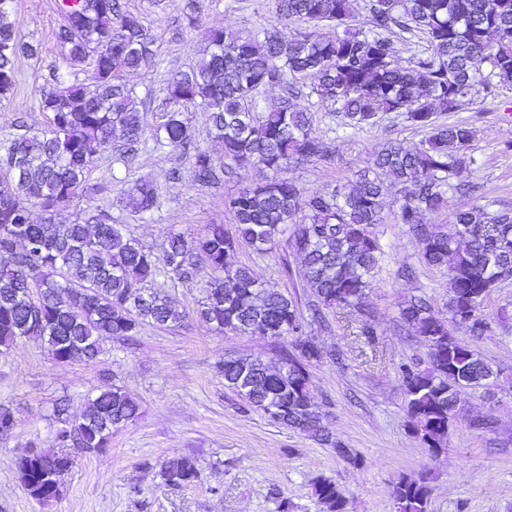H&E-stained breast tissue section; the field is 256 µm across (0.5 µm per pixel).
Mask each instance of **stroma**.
<instances>
[{
  "label": "stroma",
  "instance_id": "stroma-1",
  "mask_svg": "<svg viewBox=\"0 0 512 512\" xmlns=\"http://www.w3.org/2000/svg\"><path fill=\"white\" fill-rule=\"evenodd\" d=\"M122 2L153 38L152 63L123 76L151 129L164 120V85L195 64L208 31L258 33L270 26L275 12V0ZM192 15L197 18L193 26L188 23ZM9 21L41 52L15 62L16 84L0 101V142L22 128L45 126L46 116L35 101L53 87V73L62 64L54 0H15ZM311 110V134L333 152L335 164L305 162L283 173L310 193L330 191L386 143L411 148L426 136L397 113L357 130L346 126L340 112L316 104ZM437 121L468 124L475 138L468 151L471 187L448 190V205L432 216V224L450 234L457 211L481 205L491 211L512 208V85L498 86L490 94L477 92L472 104L440 113ZM256 177L246 166L203 185L195 182L191 158L182 151H157L148 140L131 148L118 144L98 155L76 198L56 220L66 224L84 211H100L128 237L159 253L169 233L194 237L212 222L231 225L225 200ZM143 178L153 181L159 199L148 217L125 206L126 191ZM395 211L392 197H385L384 222L375 228L382 253L368 295L375 340L361 336L358 322L344 311H327L324 324H306L308 338L319 349L341 353L339 362L310 369L311 398L328 412L335 446L269 421L245 408L225 387L216 368L219 361L266 360L273 346L257 336L214 332L197 320L195 310L214 277L201 263L188 276L164 273L153 284L186 312L182 325L146 323L133 340L105 339L95 363L55 362L36 337L18 339L0 355V403L9 405L15 416L11 434L0 439V512H279L284 499L290 512H322L311 485L318 476L343 491L348 512H394L393 482L427 470L434 476L430 512H512V279L487 297L484 310L491 328L470 341L495 376L482 387L465 390L446 449L431 454L408 430L399 375L401 364L426 360L427 349L407 335L398 305L421 296L438 318L447 319L448 276L424 263ZM229 261L252 267L268 287L297 300L301 310L314 301L285 241L267 254L240 246ZM407 266L415 270L413 279L400 275ZM107 382L131 393L140 405L139 417L113 433L104 453L70 449L72 465L59 498L41 506L17 480V457L35 447H55L59 424L53 407L58 399L68 400L71 416H79L90 391ZM339 446L350 449L359 465L338 457ZM182 455L195 459L196 481L166 485L159 475L162 463Z\"/></svg>",
  "mask_w": 512,
  "mask_h": 512
}]
</instances>
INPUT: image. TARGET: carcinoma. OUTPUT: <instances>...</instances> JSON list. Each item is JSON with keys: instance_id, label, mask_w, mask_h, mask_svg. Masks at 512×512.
Listing matches in <instances>:
<instances>
[{"instance_id": "1", "label": "carcinoma", "mask_w": 512, "mask_h": 512, "mask_svg": "<svg viewBox=\"0 0 512 512\" xmlns=\"http://www.w3.org/2000/svg\"><path fill=\"white\" fill-rule=\"evenodd\" d=\"M14 0H0V98L14 85L15 61L38 56L4 22ZM61 24L57 41L67 49L71 69H91L90 85L57 76L40 94L46 127L13 137L0 163V349L38 336L58 363H93L106 337L131 340L141 325H177L185 314L148 285L163 272L180 276L198 263L218 274L197 309L200 321L218 332L291 338L279 353L280 367L238 358L217 365L224 385L243 396L248 407L267 414L282 406L287 416L269 417L323 443L330 442L327 414L312 403L310 372L325 359L302 338L303 317L295 300L259 281L247 265L231 266L228 256L245 244L266 251L290 231L288 244L301 261L303 277L316 301L312 318L323 310L348 309L360 334L374 338L367 296L370 274L381 251L376 225L383 223V198L401 192L397 220L407 226L422 260L448 273V321L436 317L422 297L406 302L400 317L428 348V365L401 368L409 427L430 452L446 447L448 429L466 388L484 385L491 368L453 330L478 337L489 329L484 303L512 278V209L493 214L478 207L460 211L455 232L441 234L427 215L447 205V188L466 186V151L473 138L464 124L437 123L439 112L468 104L481 86L489 91L512 84V0H371L369 30L347 25L351 0H276L277 22L263 35L211 30L200 61L172 76L163 88L167 120L152 135L160 148L192 151L195 180L210 184L248 164L258 174L252 184L225 202L235 233L207 224L197 237H167L160 255L124 235L104 213L56 224L53 216L78 194L100 151L121 140L134 145L146 128L123 74L152 62L153 39L121 0H56ZM298 21L314 29L295 27ZM328 26L326 35L318 27ZM288 34L282 33V28ZM421 32L426 52L402 64L391 36ZM313 80L311 93L322 107L338 109L347 125L372 126L381 115L399 113L428 130L412 149L390 144L367 166L325 195H310L281 177L292 163L334 162L311 137L312 111L299 102V88L288 77ZM280 88L278 104L266 93ZM208 114L207 144L197 140L183 119L189 108ZM128 206L150 213L158 206L152 183L142 180L127 195ZM41 207L36 222L30 206ZM61 448L105 452L112 433L139 413L124 389L107 386L88 399L72 420L57 405ZM69 457L52 450H30L16 459L18 480L37 502L58 499ZM164 482L185 486L197 478L192 458L161 466ZM325 512H347V500L329 479L313 483ZM428 479L401 477L390 497L398 512H429Z\"/></svg>"}]
</instances>
